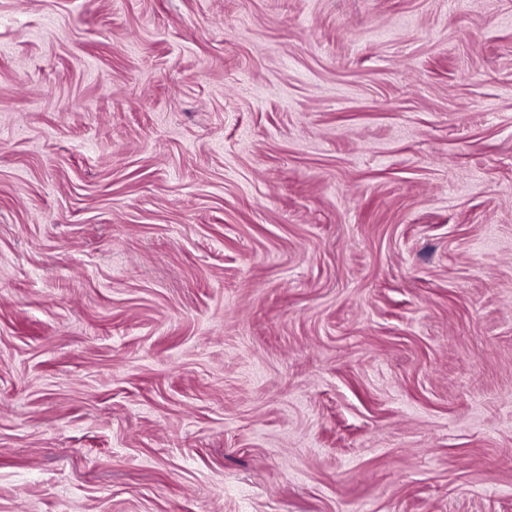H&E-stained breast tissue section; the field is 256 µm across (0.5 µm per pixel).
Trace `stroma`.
<instances>
[{
	"instance_id": "35a3bbf8",
	"label": "stroma",
	"mask_w": 512,
	"mask_h": 512,
	"mask_svg": "<svg viewBox=\"0 0 512 512\" xmlns=\"http://www.w3.org/2000/svg\"><path fill=\"white\" fill-rule=\"evenodd\" d=\"M0 512H512V0H0Z\"/></svg>"
}]
</instances>
